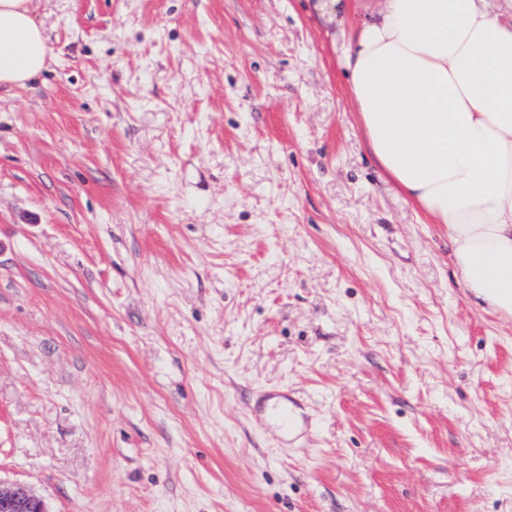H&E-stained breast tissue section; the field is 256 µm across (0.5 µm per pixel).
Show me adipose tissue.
Listing matches in <instances>:
<instances>
[{"label": "adipose tissue", "mask_w": 512, "mask_h": 512, "mask_svg": "<svg viewBox=\"0 0 512 512\" xmlns=\"http://www.w3.org/2000/svg\"><path fill=\"white\" fill-rule=\"evenodd\" d=\"M341 61L369 151L467 290L512 319V0H361ZM50 47L33 0H0V89Z\"/></svg>", "instance_id": "ef3b65f1"}]
</instances>
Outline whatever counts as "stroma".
<instances>
[{
  "label": "stroma",
  "mask_w": 512,
  "mask_h": 512,
  "mask_svg": "<svg viewBox=\"0 0 512 512\" xmlns=\"http://www.w3.org/2000/svg\"><path fill=\"white\" fill-rule=\"evenodd\" d=\"M36 20L46 68L0 92V480L49 512H512V322L369 152L315 0ZM283 402H288V395L281 392H270L266 395L261 406L258 407L259 412L267 413L268 409L276 411L281 423V426L292 431L295 426L294 417L289 414L288 408L283 405Z\"/></svg>",
  "instance_id": "stroma-1"
}]
</instances>
